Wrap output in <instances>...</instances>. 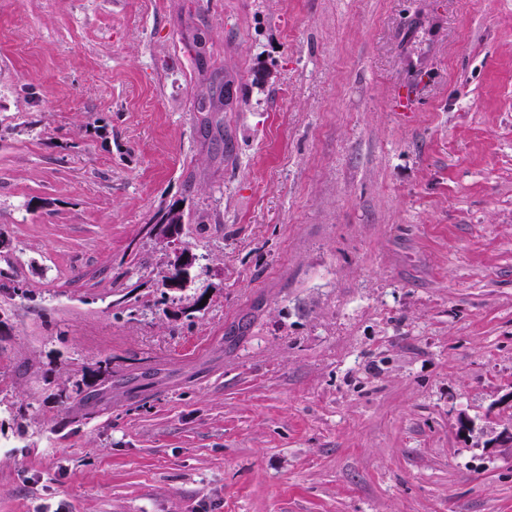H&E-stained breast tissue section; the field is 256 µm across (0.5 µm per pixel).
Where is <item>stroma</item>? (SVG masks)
Listing matches in <instances>:
<instances>
[{"instance_id":"obj_1","label":"stroma","mask_w":512,"mask_h":512,"mask_svg":"<svg viewBox=\"0 0 512 512\" xmlns=\"http://www.w3.org/2000/svg\"><path fill=\"white\" fill-rule=\"evenodd\" d=\"M0 235V512H512V0H0ZM110 360L108 358L98 360L92 367H88L79 381H76L73 385V391L77 395H82V402L85 405L96 402L99 399V394L94 393V389L98 385V381H101L102 376L108 375L112 377L110 372Z\"/></svg>"}]
</instances>
